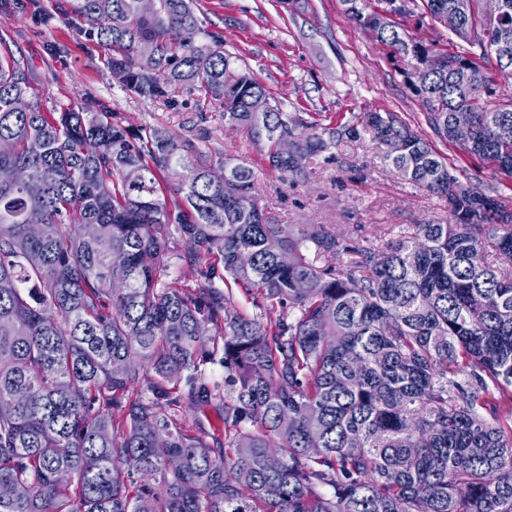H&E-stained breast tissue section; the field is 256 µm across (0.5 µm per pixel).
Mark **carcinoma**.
<instances>
[{"mask_svg":"<svg viewBox=\"0 0 512 512\" xmlns=\"http://www.w3.org/2000/svg\"><path fill=\"white\" fill-rule=\"evenodd\" d=\"M64 2L112 47L125 94L170 104L174 88H205L285 183L352 133L280 111L199 26L193 0H157L150 14L140 0ZM343 2L405 66L432 60L427 81L406 77L435 135L512 178V144L493 137L512 100L482 101V62L512 77V0L500 18L480 0H396L400 17L465 5L468 48L441 53L385 21L382 0ZM31 80L1 33L0 140L14 150L0 154V485L14 494L0 512H512V415L500 414L512 401V206L471 196L396 113L365 112L384 163L446 199L450 222L416 225L381 264L360 250V275L337 272L305 249L334 252L336 237L271 222L252 167L224 154L195 168L191 140L111 112H42ZM175 231L188 240L179 254ZM174 256L224 288L160 283ZM235 288L291 314L272 325L232 312ZM215 362L222 394L202 369ZM185 403L219 405L224 445L180 416Z\"/></svg>","mask_w":512,"mask_h":512,"instance_id":"cac0c4a2","label":"carcinoma"}]
</instances>
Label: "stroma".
Returning <instances> with one entry per match:
<instances>
[{
  "instance_id": "obj_1",
  "label": "stroma",
  "mask_w": 512,
  "mask_h": 512,
  "mask_svg": "<svg viewBox=\"0 0 512 512\" xmlns=\"http://www.w3.org/2000/svg\"><path fill=\"white\" fill-rule=\"evenodd\" d=\"M58 0H0V29L11 48L33 64L31 101L44 112L79 104L107 110L126 125H151L193 140L196 167L229 153L249 164L271 221L324 224L340 242L336 255L316 249L318 265L356 270L358 248L383 250L418 224L448 220L444 198L416 188L386 167L368 135L346 137L313 163L307 181L284 184L262 167L247 135L228 131L202 88L172 92V104L128 97L115 84L109 46L85 22L60 14ZM200 26L218 35L224 50L264 84L289 116L322 127L358 124L362 113L395 112L432 138L433 147L456 175L480 192L512 201V178L458 146L433 139L424 108L410 89L387 45L349 18L343 0H196ZM401 30L439 51H454L456 38L421 15L404 16Z\"/></svg>"
}]
</instances>
